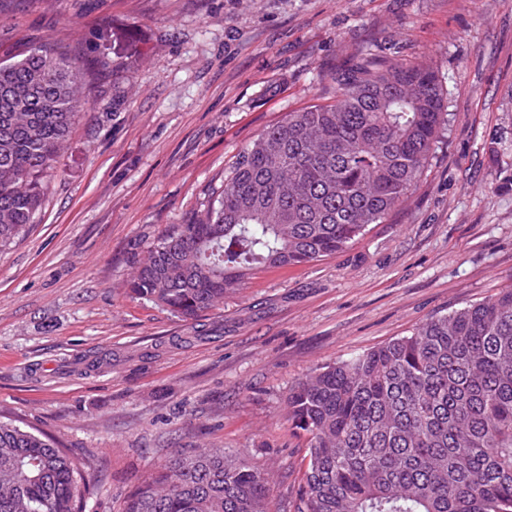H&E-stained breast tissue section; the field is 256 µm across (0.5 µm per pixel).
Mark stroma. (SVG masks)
<instances>
[{
    "label": "stroma",
    "instance_id": "stroma-1",
    "mask_svg": "<svg viewBox=\"0 0 512 512\" xmlns=\"http://www.w3.org/2000/svg\"><path fill=\"white\" fill-rule=\"evenodd\" d=\"M109 54L86 72L35 224L0 252V420L79 457L83 512H122L177 451L244 454L291 512L309 439L289 387L512 287V0H0V53ZM429 64L448 133L388 223L323 260L254 271L195 321L131 296L268 126L330 103L368 49Z\"/></svg>",
    "mask_w": 512,
    "mask_h": 512
}]
</instances>
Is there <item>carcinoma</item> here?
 <instances>
[{"mask_svg":"<svg viewBox=\"0 0 512 512\" xmlns=\"http://www.w3.org/2000/svg\"><path fill=\"white\" fill-rule=\"evenodd\" d=\"M59 45L0 59V251L35 223L84 99ZM448 125L439 75L368 50L336 100L265 129L183 224L142 251L129 291L193 319L263 266L319 261L409 198ZM310 438L294 512H512V288L297 382ZM84 464L0 421V512H82ZM264 468L220 448L174 454L123 512H269Z\"/></svg>","mask_w":512,"mask_h":512,"instance_id":"obj_1","label":"carcinoma"}]
</instances>
